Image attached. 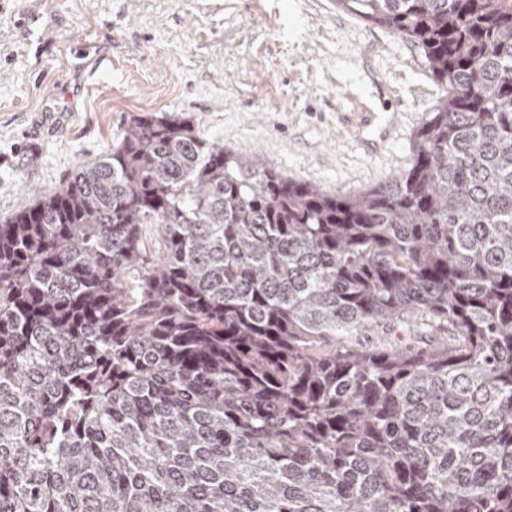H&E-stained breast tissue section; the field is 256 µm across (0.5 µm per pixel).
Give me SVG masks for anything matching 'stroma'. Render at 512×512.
<instances>
[{
	"mask_svg": "<svg viewBox=\"0 0 512 512\" xmlns=\"http://www.w3.org/2000/svg\"><path fill=\"white\" fill-rule=\"evenodd\" d=\"M440 95L421 51L336 0H0V222L111 149L133 112L331 193L400 176ZM393 116L383 151L360 107Z\"/></svg>",
	"mask_w": 512,
	"mask_h": 512,
	"instance_id": "obj_1",
	"label": "stroma"
}]
</instances>
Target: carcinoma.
<instances>
[{
  "label": "carcinoma",
  "mask_w": 512,
  "mask_h": 512,
  "mask_svg": "<svg viewBox=\"0 0 512 512\" xmlns=\"http://www.w3.org/2000/svg\"><path fill=\"white\" fill-rule=\"evenodd\" d=\"M336 3L441 86L399 178L134 112L0 223V512H512V0ZM404 329L401 328H378L368 332L363 336H356L354 342L359 347L367 346H404L406 344H417Z\"/></svg>",
  "instance_id": "carcinoma-1"
}]
</instances>
